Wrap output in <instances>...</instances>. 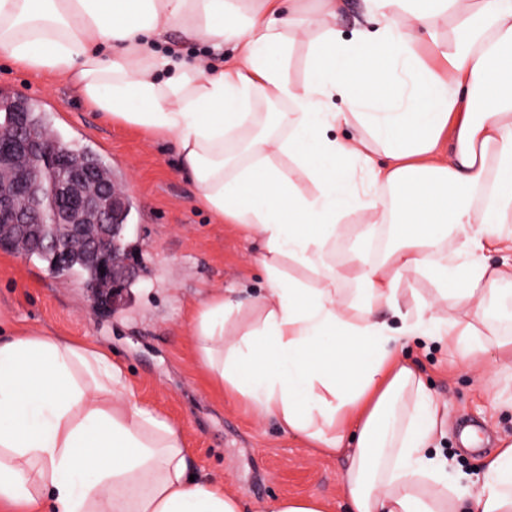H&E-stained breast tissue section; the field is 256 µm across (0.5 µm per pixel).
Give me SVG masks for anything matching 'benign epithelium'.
<instances>
[{
    "label": "benign epithelium",
    "mask_w": 512,
    "mask_h": 512,
    "mask_svg": "<svg viewBox=\"0 0 512 512\" xmlns=\"http://www.w3.org/2000/svg\"><path fill=\"white\" fill-rule=\"evenodd\" d=\"M53 168L64 175L48 186L46 173ZM127 203L125 190L69 164L64 150L46 146L21 121L11 133L0 134V220L11 223L17 240L53 251L58 271L66 265L68 244L83 248L98 270V282L85 285L93 309L101 303L100 286H108V304L115 308L134 280L124 225L114 222Z\"/></svg>",
    "instance_id": "1"
}]
</instances>
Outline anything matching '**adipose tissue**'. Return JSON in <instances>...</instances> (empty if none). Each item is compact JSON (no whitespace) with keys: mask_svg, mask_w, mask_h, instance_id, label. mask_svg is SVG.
Returning <instances> with one entry per match:
<instances>
[{"mask_svg":"<svg viewBox=\"0 0 512 512\" xmlns=\"http://www.w3.org/2000/svg\"><path fill=\"white\" fill-rule=\"evenodd\" d=\"M305 2L0 0V55L167 141L196 202L259 239L263 294L218 289L188 317L225 394L321 454L348 452V512H459L466 490L429 452L442 407L400 352L422 339L512 363V337L480 330L512 286V262L483 259L512 252V0H365L372 26L348 38L328 22L337 0ZM173 32L238 54L212 68L157 50ZM358 214L387 247L329 264ZM411 275L430 298L402 296ZM460 305L465 318L444 317ZM479 480L476 512H512V442ZM44 498L54 512H242L191 479L181 427L106 351L20 330L0 341V512Z\"/></svg>","mask_w":512,"mask_h":512,"instance_id":"obj_1","label":"adipose tissue"}]
</instances>
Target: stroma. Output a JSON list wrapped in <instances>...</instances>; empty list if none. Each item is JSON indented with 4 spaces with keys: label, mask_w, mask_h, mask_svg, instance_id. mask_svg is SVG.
<instances>
[{
    "label": "stroma",
    "mask_w": 512,
    "mask_h": 512,
    "mask_svg": "<svg viewBox=\"0 0 512 512\" xmlns=\"http://www.w3.org/2000/svg\"><path fill=\"white\" fill-rule=\"evenodd\" d=\"M26 93L65 142L99 154L127 189V239L139 246L144 269L123 306L94 313L78 279L0 250V339L25 327L104 348L124 366L136 396L182 428L190 472L223 484L245 512L308 496L346 512L344 456L317 453L225 396L188 331V315L208 290L261 294L258 240L195 204L194 186L178 173L167 143L107 120L70 87L34 80L0 56V96ZM404 354L443 405L446 424L436 446L452 458L463 485L477 492V468L501 441H512V364L488 356L467 365L445 345L412 343Z\"/></svg>",
    "instance_id": "obj_1"
}]
</instances>
